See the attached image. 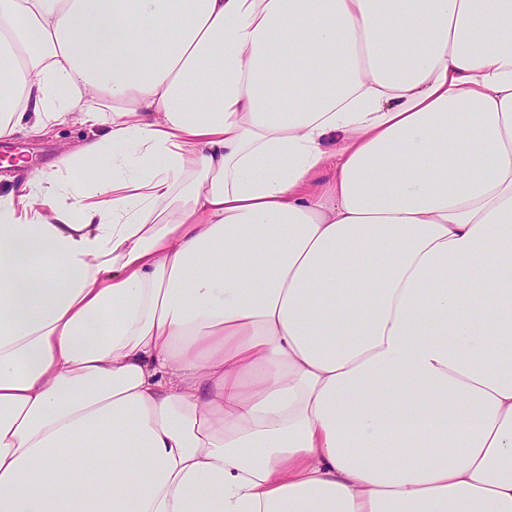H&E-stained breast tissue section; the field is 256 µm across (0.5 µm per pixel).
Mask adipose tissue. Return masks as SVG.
Segmentation results:
<instances>
[{"label": "adipose tissue", "instance_id": "ef3b65f1", "mask_svg": "<svg viewBox=\"0 0 512 512\" xmlns=\"http://www.w3.org/2000/svg\"><path fill=\"white\" fill-rule=\"evenodd\" d=\"M68 122L0 512H512V0H0V140Z\"/></svg>", "mask_w": 512, "mask_h": 512}]
</instances>
